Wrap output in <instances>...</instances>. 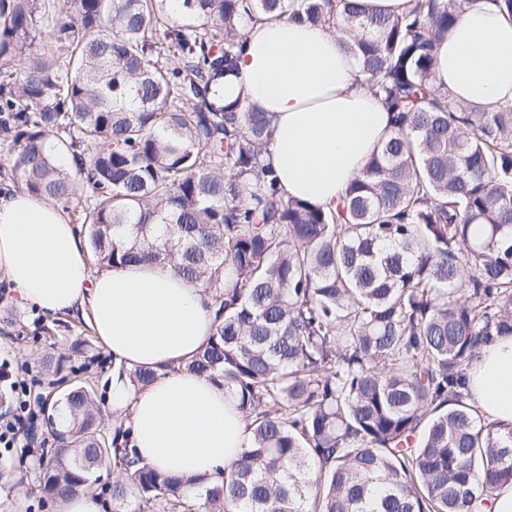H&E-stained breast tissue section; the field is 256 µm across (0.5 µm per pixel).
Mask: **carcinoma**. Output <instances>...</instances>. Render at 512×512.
<instances>
[{
	"mask_svg": "<svg viewBox=\"0 0 512 512\" xmlns=\"http://www.w3.org/2000/svg\"><path fill=\"white\" fill-rule=\"evenodd\" d=\"M462 7L0 0L3 173L62 206L88 193L97 272L170 264L204 288L214 329L179 367L231 390L253 434L191 492L140 464L124 421L106 436L88 382L37 392L59 442L34 463L44 498L91 491L95 466L112 467V512H479L512 486V427L470 388L478 349L512 336V105L472 112L434 87ZM267 14L342 26L395 113L334 210L284 196L268 113L221 97ZM119 372L138 390L160 375ZM411 0H360L368 12H384L394 16L401 15L411 7Z\"/></svg>",
	"mask_w": 512,
	"mask_h": 512,
	"instance_id": "carcinoma-1",
	"label": "carcinoma"
}]
</instances>
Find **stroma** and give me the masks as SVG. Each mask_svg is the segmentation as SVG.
<instances>
[{"mask_svg":"<svg viewBox=\"0 0 512 512\" xmlns=\"http://www.w3.org/2000/svg\"><path fill=\"white\" fill-rule=\"evenodd\" d=\"M84 338L89 339L101 361L95 389L98 397H106L112 379V356L93 339L85 315L77 312L52 318L35 306L18 303L0 281V414L11 410L17 398L16 386L29 385L40 375L44 356L59 361L65 374L83 363L84 356L75 345ZM54 445L53 437L42 428L31 446L0 447V466L11 467L24 477L18 486L0 487V512H56L54 503L40 504V493L30 475L34 456L41 448Z\"/></svg>","mask_w":512,"mask_h":512,"instance_id":"35a3bbf8","label":"stroma"}]
</instances>
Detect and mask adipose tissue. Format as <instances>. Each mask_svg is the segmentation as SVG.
Segmentation results:
<instances>
[{"label": "adipose tissue", "instance_id": "obj_1", "mask_svg": "<svg viewBox=\"0 0 512 512\" xmlns=\"http://www.w3.org/2000/svg\"><path fill=\"white\" fill-rule=\"evenodd\" d=\"M343 42L334 28L285 16L249 23L222 91L225 102L242 99L270 114L265 159L281 192L326 210L394 124L393 112L362 86ZM433 84L475 112L512 101V19L493 0H474L440 42ZM0 275L21 303L52 313L89 309L94 335L129 366L189 358L213 329L205 292L170 266L91 276L76 227L25 192H0ZM470 377L480 410L512 425V337L482 346ZM109 400L126 417L141 462L186 476L195 491L251 445L249 422L229 390L185 371L138 392L113 377Z\"/></svg>", "mask_w": 512, "mask_h": 512}]
</instances>
